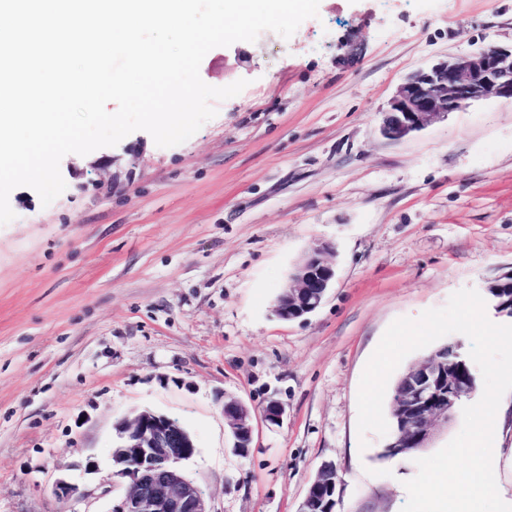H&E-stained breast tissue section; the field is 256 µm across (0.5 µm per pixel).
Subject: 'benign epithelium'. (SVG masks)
Masks as SVG:
<instances>
[{
  "mask_svg": "<svg viewBox=\"0 0 512 512\" xmlns=\"http://www.w3.org/2000/svg\"><path fill=\"white\" fill-rule=\"evenodd\" d=\"M488 97L512 102V45L488 44L470 53L448 56L410 74L385 111L380 131L399 141L431 121ZM330 246L313 247L296 265L274 311L283 320L304 317L322 304L335 278L326 259ZM472 378L431 355L408 371L398 384L394 409L402 425L395 451L428 448L436 431L448 425L469 394ZM224 418L233 448L247 454L252 440L251 410L235 398L224 400ZM112 453L115 474L127 479L124 497L110 512H210L207 498L180 463L197 451L190 434L174 419L142 411L117 425ZM336 468L322 465L310 484L299 512H335Z\"/></svg>",
  "mask_w": 512,
  "mask_h": 512,
  "instance_id": "7a95c632",
  "label": "benign epithelium"
}]
</instances>
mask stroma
Listing matches in <instances>:
<instances>
[{"label": "stroma", "mask_w": 512, "mask_h": 512, "mask_svg": "<svg viewBox=\"0 0 512 512\" xmlns=\"http://www.w3.org/2000/svg\"><path fill=\"white\" fill-rule=\"evenodd\" d=\"M512 43V0H320L290 38L216 47L199 73L237 96L184 143L136 131L60 162L65 191L9 196L0 226V512H108L116 426L178 419L210 512H297L318 468L336 512H401L413 457L359 436L366 363L395 319L512 270V103H471L397 142L380 113L411 71ZM330 244L321 306L274 304ZM253 415L247 455L224 400ZM284 416L263 418L269 402ZM493 469L512 504V391ZM77 488L61 501L58 479Z\"/></svg>", "instance_id": "1"}]
</instances>
